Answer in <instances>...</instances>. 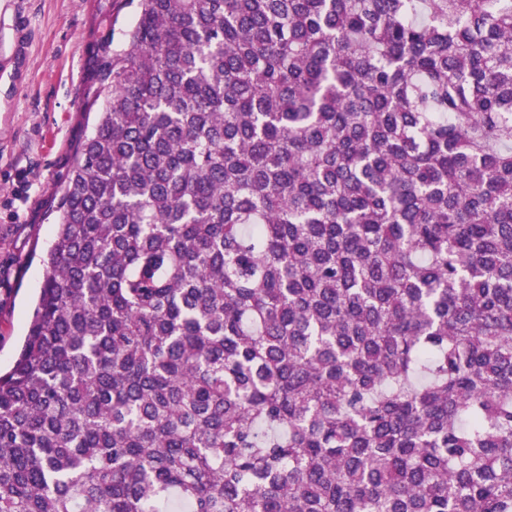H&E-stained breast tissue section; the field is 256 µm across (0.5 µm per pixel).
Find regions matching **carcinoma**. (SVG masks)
Returning <instances> with one entry per match:
<instances>
[{
	"label": "carcinoma",
	"instance_id": "cac0c4a2",
	"mask_svg": "<svg viewBox=\"0 0 512 512\" xmlns=\"http://www.w3.org/2000/svg\"><path fill=\"white\" fill-rule=\"evenodd\" d=\"M0 512H512V0H120Z\"/></svg>",
	"mask_w": 512,
	"mask_h": 512
}]
</instances>
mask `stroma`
<instances>
[{
    "mask_svg": "<svg viewBox=\"0 0 512 512\" xmlns=\"http://www.w3.org/2000/svg\"><path fill=\"white\" fill-rule=\"evenodd\" d=\"M115 0H0V367L13 360L43 280L51 207L93 121L92 48L132 24Z\"/></svg>",
    "mask_w": 512,
    "mask_h": 512,
    "instance_id": "stroma-1",
    "label": "stroma"
}]
</instances>
